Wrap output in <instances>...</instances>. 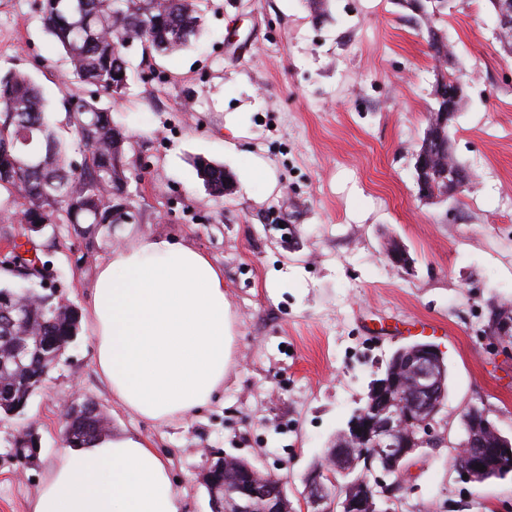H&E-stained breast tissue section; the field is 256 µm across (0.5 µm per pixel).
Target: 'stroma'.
Masks as SVG:
<instances>
[{"label":"stroma","mask_w":512,"mask_h":512,"mask_svg":"<svg viewBox=\"0 0 512 512\" xmlns=\"http://www.w3.org/2000/svg\"><path fill=\"white\" fill-rule=\"evenodd\" d=\"M438 27L467 83L450 138L473 178L435 203L418 197L412 154L446 65L397 0H327L320 18L308 0H208L196 42L132 57L112 120L130 135L141 221L38 238L46 282L80 310L97 267L132 237L189 245L224 272L231 365L211 403L154 423L112 399L80 327L24 413L0 421V512H29L75 387L110 433L147 438L168 460L183 512H209L206 448L286 477L297 497L390 354L425 337L448 366L442 443L419 450L398 510L512 512V474L473 486L451 473L466 406L512 435V358L481 334L491 304L512 306V54L486 0H450ZM10 70L42 86L59 121L66 98L89 93L66 80L36 0H0V73ZM200 157L232 174L224 198L205 189ZM392 239L411 268L386 260ZM29 428L40 451L23 465L12 439Z\"/></svg>","instance_id":"35a3bbf8"}]
</instances>
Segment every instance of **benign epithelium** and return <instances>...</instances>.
Wrapping results in <instances>:
<instances>
[{
	"mask_svg": "<svg viewBox=\"0 0 512 512\" xmlns=\"http://www.w3.org/2000/svg\"><path fill=\"white\" fill-rule=\"evenodd\" d=\"M493 5L500 34L512 26V0H493ZM463 95L465 84L457 79L449 87H440L438 99L451 106ZM451 116L445 111L430 113L426 132L436 144L435 153L413 155L422 197L444 201L468 185L461 171L444 164L448 144L435 132L452 126ZM436 182L450 183L455 190L433 192L430 186ZM386 255L398 267L411 265L409 253L396 240L388 243ZM482 332L502 343L512 342V322L495 314L489 315ZM447 377L448 368L437 345L418 342L397 348L386 376L371 384L365 407L340 433L341 447L329 449L324 460L305 473L304 496L297 506L284 478L265 473L244 459L205 451L199 480L208 493L211 512H225L226 499L232 500L235 512H393L389 505L397 498L390 479L406 475L418 450L430 441L447 392ZM462 421L464 439L455 446V453L470 456L471 465L453 472L456 480L475 486L491 479L492 463L500 465L512 454V436L500 432L483 405L469 406V415ZM354 448L370 449L362 470L374 478H353L355 466L344 464L343 458L346 450ZM480 465L485 466L481 472L476 470Z\"/></svg>",
	"mask_w": 512,
	"mask_h": 512,
	"instance_id": "obj_1",
	"label": "benign epithelium"
}]
</instances>
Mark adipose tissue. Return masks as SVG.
Wrapping results in <instances>:
<instances>
[{
    "instance_id": "ef3b65f1",
    "label": "adipose tissue",
    "mask_w": 512,
    "mask_h": 512,
    "mask_svg": "<svg viewBox=\"0 0 512 512\" xmlns=\"http://www.w3.org/2000/svg\"><path fill=\"white\" fill-rule=\"evenodd\" d=\"M224 274L194 248L140 237L98 266L86 319L113 399L163 423L208 405L233 345ZM30 512H182L170 467L139 435L64 446Z\"/></svg>"
}]
</instances>
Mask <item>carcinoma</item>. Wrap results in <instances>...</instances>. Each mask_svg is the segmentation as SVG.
<instances>
[{"label":"carcinoma","mask_w":512,"mask_h":512,"mask_svg":"<svg viewBox=\"0 0 512 512\" xmlns=\"http://www.w3.org/2000/svg\"><path fill=\"white\" fill-rule=\"evenodd\" d=\"M448 9V0H434L431 9L416 16L428 34L437 57L451 54L435 23ZM40 19L47 33L62 48L68 74L95 87L112 100L128 90V54L170 56L197 38L202 30L199 0H41ZM72 144L83 154L76 166L68 161L70 145L55 134L47 102L39 85L27 74L0 75V189L16 195L23 216L13 250L34 244V234L66 224L85 233L105 224H137L140 213L128 190L124 160L128 136L112 122L110 108L94 95L71 97L66 107ZM198 176L206 190L224 197V166L199 158ZM41 223L35 231L30 225ZM32 298L40 304L16 318L14 327L0 316V359L11 367L21 347L19 327L31 324L40 345L32 349L29 371L37 376L55 365L61 351L78 331L77 312L52 289L0 285V302L20 304ZM9 401H29L33 393L19 380L0 381V394ZM105 417L97 407L65 423L72 444L104 435Z\"/></svg>","instance_id":"carcinoma-1"}]
</instances>
